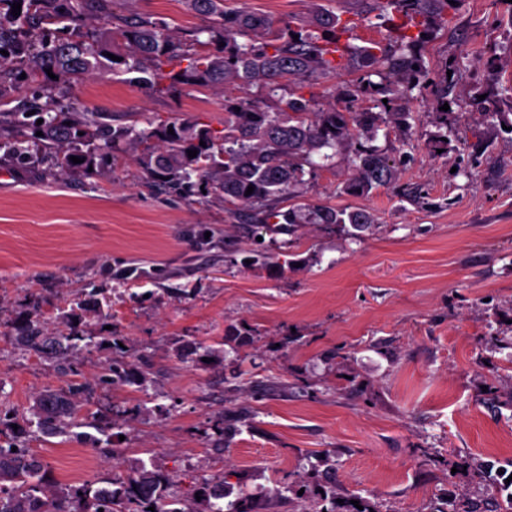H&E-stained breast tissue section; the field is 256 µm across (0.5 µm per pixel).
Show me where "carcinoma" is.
I'll return each instance as SVG.
<instances>
[{
    "mask_svg": "<svg viewBox=\"0 0 512 512\" xmlns=\"http://www.w3.org/2000/svg\"><path fill=\"white\" fill-rule=\"evenodd\" d=\"M21 4L13 15V3ZM188 9L207 25L184 41L169 25L147 16L137 18L112 11V0H0V89L20 80L35 84L31 96L15 107L11 116L17 134L0 141L22 164L51 158L60 174L81 171L101 175L112 164V149L124 141L140 153L147 180L180 196L217 192L226 211L250 226L252 238L263 237L275 224L292 231L302 224L351 227L352 240L376 223L366 209L311 206L298 200L295 188L305 176L328 167L342 146H351L347 161L351 177L342 187L348 195L365 196L392 185L397 164L375 144L395 128L408 124L409 113L398 100L405 98L427 77L418 45L430 32L423 18L441 12L450 0H383L404 19L403 32L386 47L373 41L336 56L333 13L317 12L303 23L224 7V0H185ZM330 37H325V34ZM208 39H200V35ZM119 57L114 61L109 55ZM187 62L185 67L163 71L164 63ZM363 71L358 92L372 106L354 112L318 104L311 88L345 65ZM58 76L49 82L47 69ZM127 76V82L153 89L166 79L169 87L257 88L254 97L224 95V134L198 122L149 121L113 127L82 109L71 95L72 85L99 71ZM378 75L381 82L372 81ZM35 114H30V111ZM440 131L431 138L434 149H447L448 113L437 112ZM42 124H37V120ZM42 135H36V132ZM205 145H200V142ZM195 150L194 158L188 151ZM82 159L73 163L70 157ZM252 194H246L248 187ZM272 266L279 256L256 248L241 263ZM21 347L40 351L57 345L59 361L71 365L66 342L71 336L39 335L32 323L15 330ZM100 384L143 387L145 375L122 361L107 362L98 376ZM81 388L73 385L50 390L40 398L28 427L48 436H69L81 414ZM111 419L89 423L83 440L94 448L112 445ZM16 451H11V448ZM150 492L155 512H258L254 497L224 476L204 479L189 495L158 465L140 462L131 471L109 478L88 480L79 486L60 484L28 448L26 442L0 444V512H125L136 489ZM312 499L315 512H377L372 501L358 495L336 502V492L316 484L282 482L276 497L288 494ZM201 499H196V496ZM359 501V506L351 501Z\"/></svg>",
    "mask_w": 512,
    "mask_h": 512,
    "instance_id": "obj_1",
    "label": "carcinoma"
}]
</instances>
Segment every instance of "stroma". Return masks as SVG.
Listing matches in <instances>:
<instances>
[{
    "instance_id": "35a3bbf8",
    "label": "stroma",
    "mask_w": 512,
    "mask_h": 512,
    "mask_svg": "<svg viewBox=\"0 0 512 512\" xmlns=\"http://www.w3.org/2000/svg\"><path fill=\"white\" fill-rule=\"evenodd\" d=\"M225 5L283 19L332 12L354 26L346 44L400 34L376 0ZM114 10L185 34L205 24L184 0H116ZM421 55L429 81L401 101L409 126L380 142L390 157L413 155L395 183L339 194L349 176L340 151L297 189L311 205L369 210L375 224L359 243L323 224L273 231L265 248L288 256L281 270L231 264L225 240L243 252L251 242L223 198L157 193L125 145L102 177L29 168L0 150V408L24 419L46 388L92 384L83 419L122 414L124 466L156 458L184 489L227 472L271 500L269 512L314 510L274 498L283 478L362 496L379 512H432L455 495L480 512H512V135L478 103L512 85V0H456L433 19ZM447 75L454 124L440 155L429 144L432 83ZM73 93L116 126L189 118L224 128L220 90H139L104 72ZM129 268L140 278L119 281ZM38 317L52 330L75 326L68 376L51 352L15 344L16 327ZM233 331L251 336L235 359ZM187 345L211 362L181 357ZM117 358L146 386L96 387ZM228 413L242 421L220 453ZM29 448L63 483L112 471L73 438ZM321 449L333 464L312 468L304 455Z\"/></svg>"
}]
</instances>
